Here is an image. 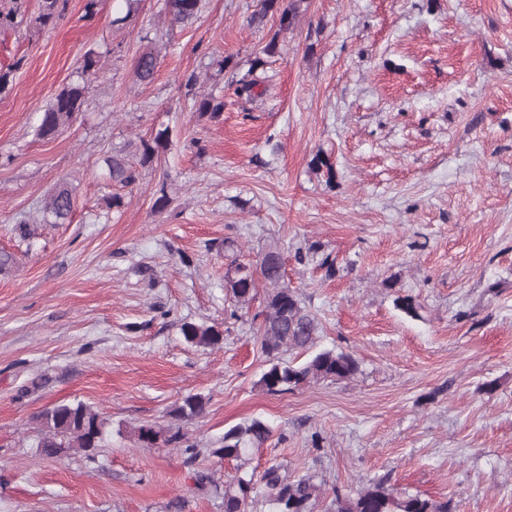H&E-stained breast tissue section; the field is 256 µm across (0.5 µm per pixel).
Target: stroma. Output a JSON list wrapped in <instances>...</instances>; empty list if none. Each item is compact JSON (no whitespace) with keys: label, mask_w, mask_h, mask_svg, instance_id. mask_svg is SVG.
<instances>
[{"label":"stroma","mask_w":512,"mask_h":512,"mask_svg":"<svg viewBox=\"0 0 512 512\" xmlns=\"http://www.w3.org/2000/svg\"><path fill=\"white\" fill-rule=\"evenodd\" d=\"M85 3L0 30L13 71L0 93V252L13 258L0 270V512H224L221 484L273 465L324 480L312 512L378 481L455 512H512V0H309L284 32L272 15L250 23L259 0H202L186 27L165 0H99L90 20ZM273 39L278 54L253 66ZM92 49L106 58L81 112L37 137ZM247 75L252 95L237 94ZM190 81L222 111L199 114ZM164 126L171 146L140 166ZM115 153L133 185L110 180ZM63 183L74 208L55 224L42 208ZM272 245L317 349L352 353L354 377L259 387L266 290L234 311L224 275ZM185 321L220 324L223 344L186 343ZM189 394L207 398L204 415L175 420ZM76 399L106 420L104 448L41 455V413ZM253 418L273 430L264 448L243 464L215 455ZM141 425L180 429L195 460L139 447ZM200 471L212 483L196 485Z\"/></svg>","instance_id":"obj_1"}]
</instances>
